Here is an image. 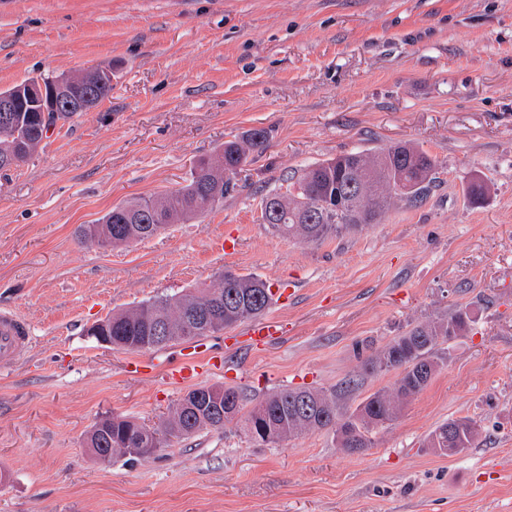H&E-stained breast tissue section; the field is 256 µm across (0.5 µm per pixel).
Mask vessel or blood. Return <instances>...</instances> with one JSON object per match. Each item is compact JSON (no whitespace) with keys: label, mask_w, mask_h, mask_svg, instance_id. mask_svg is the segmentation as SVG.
<instances>
[{"label":"vessel or blood","mask_w":512,"mask_h":512,"mask_svg":"<svg viewBox=\"0 0 512 512\" xmlns=\"http://www.w3.org/2000/svg\"><path fill=\"white\" fill-rule=\"evenodd\" d=\"M245 334L250 344L258 348L278 339L282 326L274 318L256 320L247 326ZM30 340L31 330L21 317L11 311H0V364L19 359ZM220 365L221 359L213 353L207 339L199 337L187 343L175 359L135 355L127 358L125 370L132 376L159 370L170 385L179 386L198 380L203 373Z\"/></svg>","instance_id":"1"}]
</instances>
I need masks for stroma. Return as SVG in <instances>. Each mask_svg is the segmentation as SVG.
Masks as SVG:
<instances>
[{"mask_svg": "<svg viewBox=\"0 0 512 512\" xmlns=\"http://www.w3.org/2000/svg\"><path fill=\"white\" fill-rule=\"evenodd\" d=\"M88 69L111 71L110 96L0 172V310L32 327L0 366V512H512V0H0V89ZM255 129L266 146L212 212L122 247L78 240ZM396 142L436 161L422 205L321 243L263 224L294 171ZM227 269L287 291L268 310L274 342L253 347L240 324L211 336L224 368L199 385L253 401L334 389L352 412L397 379L363 372L361 347L460 305L471 321L363 453L324 431L260 445L231 422L147 458H94L101 416L154 426L187 389L128 376L90 328ZM460 417L479 426L474 448H426Z\"/></svg>", "mask_w": 512, "mask_h": 512, "instance_id": "stroma-1", "label": "stroma"}]
</instances>
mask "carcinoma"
I'll return each instance as SVG.
<instances>
[{
	"label": "carcinoma",
	"mask_w": 512,
	"mask_h": 512,
	"mask_svg": "<svg viewBox=\"0 0 512 512\" xmlns=\"http://www.w3.org/2000/svg\"><path fill=\"white\" fill-rule=\"evenodd\" d=\"M41 112H0V170L26 163L45 139ZM268 134L255 130L224 142L217 155L202 161L188 184L148 198H136L112 208L96 224L81 225L78 236L100 247H118L143 241L170 224L204 215L233 192L235 176L249 155L260 150ZM436 164L422 148L403 142L374 152L353 151L308 165L288 176L286 191H273L262 200L263 223L278 236L304 243H319L336 236L362 231L378 224L394 199L411 206L426 200L435 182ZM271 305L266 281L226 270L210 284L193 292L159 298L112 314V335L127 343L124 350L162 349L196 336L215 333L247 319L262 316ZM463 307L446 317L419 323L368 356L364 369L383 370L385 355L397 353L411 364V372L397 378L390 390L368 395L352 412L340 413L336 392L297 388L281 389L247 408L248 399L236 387L224 391L218 412L188 391L156 427H148L127 415H112L102 427L91 430L87 445L100 461L124 456L127 448H166L184 437L186 428L197 433L222 429L244 417L249 438L262 445L278 444L310 431L327 430L344 437V447L361 453L374 445L373 432L398 419L404 405L430 383L439 370V346L467 325ZM479 435L470 418L440 424L427 438V447L444 455L456 443L468 449Z\"/></svg>",
	"instance_id": "cac0c4a2"
}]
</instances>
